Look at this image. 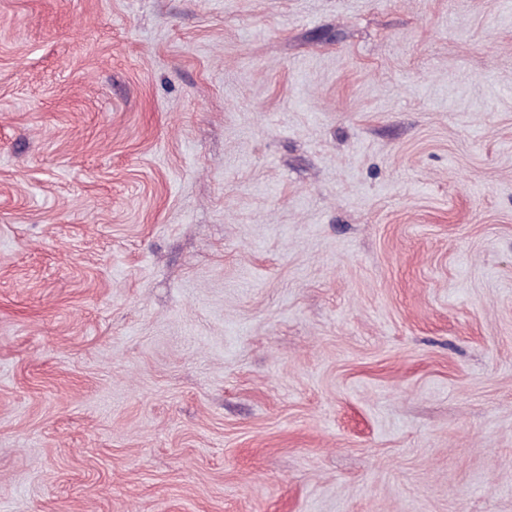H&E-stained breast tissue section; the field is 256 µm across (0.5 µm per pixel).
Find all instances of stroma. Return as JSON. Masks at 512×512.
I'll return each instance as SVG.
<instances>
[{"label":"stroma","mask_w":512,"mask_h":512,"mask_svg":"<svg viewBox=\"0 0 512 512\" xmlns=\"http://www.w3.org/2000/svg\"><path fill=\"white\" fill-rule=\"evenodd\" d=\"M0 512H512V0H0Z\"/></svg>","instance_id":"obj_1"}]
</instances>
